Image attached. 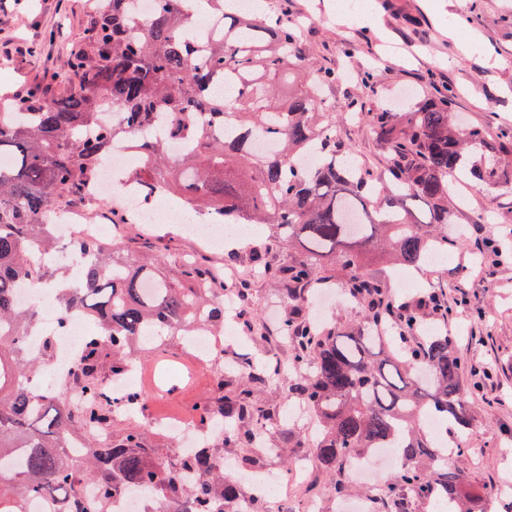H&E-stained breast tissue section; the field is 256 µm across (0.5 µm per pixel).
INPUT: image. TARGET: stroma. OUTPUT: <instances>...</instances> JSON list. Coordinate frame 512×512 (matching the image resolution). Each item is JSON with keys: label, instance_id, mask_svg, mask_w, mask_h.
<instances>
[{"label": "stroma", "instance_id": "35a3bbf8", "mask_svg": "<svg viewBox=\"0 0 512 512\" xmlns=\"http://www.w3.org/2000/svg\"><path fill=\"white\" fill-rule=\"evenodd\" d=\"M384 35L336 14V0H260L262 12L285 11L301 26V48L314 67L346 73L375 66L374 83L346 80L327 86V111L338 119L337 135L374 176L386 169V157L366 122L347 117L348 104L363 111L388 108L397 94L429 96L454 88V109L468 124L490 135L512 128V0H378ZM91 25L85 0H0V97L40 87L64 94L65 60L85 44ZM354 55H347V48ZM458 224L483 227L494 242L512 233V190H471L456 213ZM370 273L381 276L402 299L438 284L453 313L448 335L474 382V366L490 380L469 391L475 420L463 438L471 453L463 460L465 492L477 495L479 512H512V261L491 265L472 245L450 253L447 262L423 264L415 286L393 277L378 254L366 258ZM253 310L258 323L277 329L287 299L279 283L256 278Z\"/></svg>", "mask_w": 512, "mask_h": 512}]
</instances>
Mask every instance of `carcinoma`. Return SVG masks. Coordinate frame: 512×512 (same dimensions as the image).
<instances>
[{"label":"carcinoma","mask_w":512,"mask_h":512,"mask_svg":"<svg viewBox=\"0 0 512 512\" xmlns=\"http://www.w3.org/2000/svg\"><path fill=\"white\" fill-rule=\"evenodd\" d=\"M129 2L112 0L88 29L85 48L67 59L66 96L30 90L0 113V512H29L28 502L46 493L53 512H110L125 489L150 495L153 512H238L243 495L224 471V449H245L241 466L253 469L266 453L308 446L340 491L352 459L398 449L390 512H404L407 499L477 512L461 494L456 459L464 449L442 461L421 425L433 414L465 433L473 421L464 365L448 335L416 339L426 315L448 318V298L433 287L403 301L363 260L376 252L412 270L433 252L462 246L453 232L451 179L461 174L479 187L511 188L512 132L493 138L480 126H458L450 87L433 99L367 112L388 158L380 182L338 161L345 147L322 92L342 73L310 69L298 26L282 14L258 17L232 9L230 0H200L221 25L196 61L192 0H152L139 22ZM112 109L123 111L124 123H102ZM125 139L134 147L130 174L148 192L182 186L191 192L185 203L200 213L230 211L247 224L272 226L249 263L288 297L278 328L295 367L288 399L319 421L314 440L289 428L272 442L276 414L257 396L281 379V366L269 360L248 362L242 375L211 366L210 395L195 404L194 416H221L230 428L177 460L127 420L146 404L143 392L108 396V378L124 376L134 361L165 365L175 340L224 330V283L205 258L124 234L78 248L48 232L54 208L93 200L99 162ZM174 140L187 152L173 155ZM312 146L320 162L294 167ZM285 246L297 250L286 265L275 261ZM44 252L82 253L80 283L57 279L58 266L41 261ZM331 269L343 273L341 287L359 308L344 332L304 315L310 290L333 282ZM22 283L55 290L60 329L73 312L96 326L69 373L86 399L80 410L68 406V390L34 385L53 362L56 338L42 337L40 352L27 354L38 310L15 303ZM247 291L242 285L236 321L251 343L266 342V328L245 305ZM84 426L95 433L75 448ZM89 484L99 489L90 506Z\"/></svg>","instance_id":"cac0c4a2"}]
</instances>
